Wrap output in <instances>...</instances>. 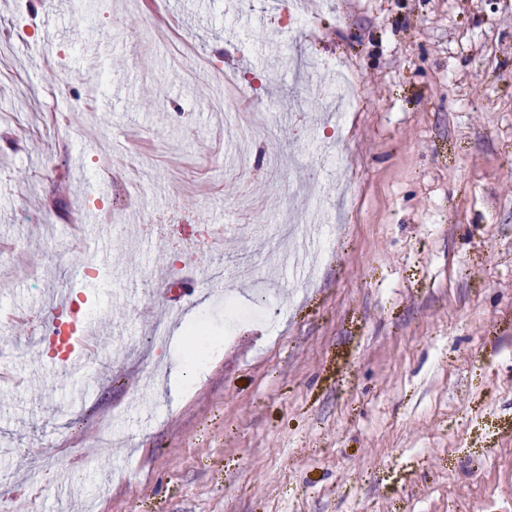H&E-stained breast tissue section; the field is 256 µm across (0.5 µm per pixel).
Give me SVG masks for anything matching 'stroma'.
I'll list each match as a JSON object with an SVG mask.
<instances>
[{
    "instance_id": "stroma-1",
    "label": "stroma",
    "mask_w": 512,
    "mask_h": 512,
    "mask_svg": "<svg viewBox=\"0 0 512 512\" xmlns=\"http://www.w3.org/2000/svg\"><path fill=\"white\" fill-rule=\"evenodd\" d=\"M337 2L315 18L317 49L352 71L358 100L332 124L314 90L335 72L283 68L266 0H28L26 40L16 0H0L12 512H512V0ZM175 40L263 76L240 100L278 109L247 147L250 197L223 110L204 106L224 84L177 77ZM51 66L71 86L57 102ZM334 133L340 164L317 166ZM122 144L140 163L129 198ZM173 199L158 234L149 216ZM317 206L311 263L282 267L304 246L282 240L285 214ZM185 277L173 323L156 290L181 297ZM67 293L107 332L84 379L27 345ZM158 319L164 338L144 342ZM192 327L215 348L180 395ZM105 423L111 442L86 459ZM38 452L56 471L20 493Z\"/></svg>"
}]
</instances>
